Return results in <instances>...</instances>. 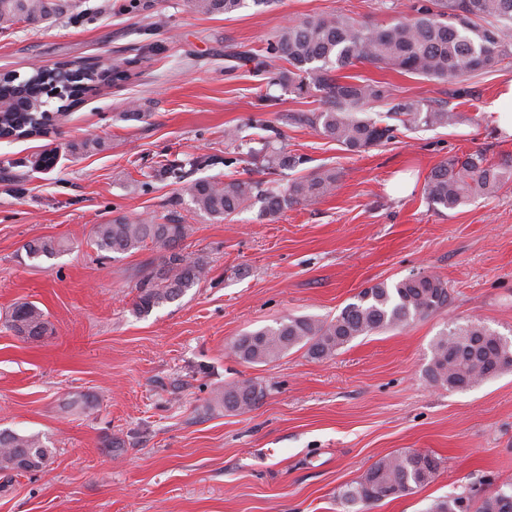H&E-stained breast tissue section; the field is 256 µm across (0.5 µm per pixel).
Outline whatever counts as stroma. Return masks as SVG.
I'll list each match as a JSON object with an SVG mask.
<instances>
[{"mask_svg": "<svg viewBox=\"0 0 512 512\" xmlns=\"http://www.w3.org/2000/svg\"><path fill=\"white\" fill-rule=\"evenodd\" d=\"M418 0H267L230 15L189 0H82L52 22L0 29V73L33 62H133L128 82L86 95L48 133L0 139V430L40 435L53 453L36 473H0V512H425L464 488L512 482V370L464 390L431 385L424 367L436 336L476 319L512 339V187L454 210L427 203L423 185L448 157L512 154L487 106L512 81V61L453 83L359 64L400 97L448 103L455 126L400 130L361 153L345 151L289 113L319 108L267 85L253 63L227 64L235 47L264 53L286 24L343 14L381 27ZM278 97L265 106L262 97ZM240 129L304 157L297 168L229 161L224 131ZM96 137L100 150L81 148ZM56 151L50 170L38 158ZM213 155L197 179L260 178L287 186L320 168L336 190L270 217L250 208L216 221L193 209L183 182L156 178L165 160ZM400 174L410 194L390 193ZM193 228L185 252L210 273L180 300L139 316L138 283L164 254L149 244L101 256L94 225L125 216ZM62 241L51 259L28 258L36 238ZM427 272L451 299L409 326L362 336L326 360L293 349L267 365L239 360L243 333L289 316L331 317L364 288ZM23 302L48 331L4 325ZM252 379L255 409L212 403L224 385ZM122 442L106 447L108 438ZM429 454L440 467L411 495L344 506L339 490L381 458Z\"/></svg>", "mask_w": 512, "mask_h": 512, "instance_id": "obj_1", "label": "stroma"}]
</instances>
